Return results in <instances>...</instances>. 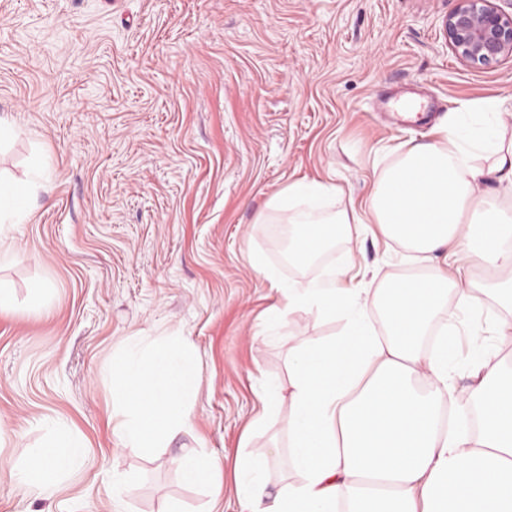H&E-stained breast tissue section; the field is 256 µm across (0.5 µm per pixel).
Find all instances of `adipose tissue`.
Returning <instances> with one entry per match:
<instances>
[{
	"label": "adipose tissue",
	"mask_w": 512,
	"mask_h": 512,
	"mask_svg": "<svg viewBox=\"0 0 512 512\" xmlns=\"http://www.w3.org/2000/svg\"><path fill=\"white\" fill-rule=\"evenodd\" d=\"M502 105H461L432 129L430 141L402 144L399 164L375 173L366 210L325 212L337 189L316 180L293 182L278 197L294 262L375 224L435 269L384 288H342L347 270L338 267L283 288L269 320L315 310L341 315L345 331L326 343L294 346L288 396L276 387L261 394L252 428L288 404V445L251 448L238 458L240 512H512V364L476 351L472 382L460 392L448 371L456 308H482L493 293L512 310V203L498 206L478 190L477 161L487 157L512 199V139L502 133ZM457 253L495 270L499 280L449 275ZM111 378L113 429L125 447H158L188 424L197 388L188 341L157 350L132 338L113 361ZM472 403L481 406L477 432L443 425L442 406L463 412ZM77 446L69 437L51 439L47 452L21 468L20 492H50L77 461ZM280 460L298 479L273 491L268 474Z\"/></svg>",
	"instance_id": "adipose-tissue-1"
}]
</instances>
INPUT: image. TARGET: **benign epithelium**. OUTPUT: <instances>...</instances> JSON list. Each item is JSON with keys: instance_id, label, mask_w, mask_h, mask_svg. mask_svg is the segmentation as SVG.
I'll return each instance as SVG.
<instances>
[{"instance_id": "1", "label": "benign epithelium", "mask_w": 512, "mask_h": 512, "mask_svg": "<svg viewBox=\"0 0 512 512\" xmlns=\"http://www.w3.org/2000/svg\"><path fill=\"white\" fill-rule=\"evenodd\" d=\"M442 28L448 47L473 67L488 68L512 57V11L494 0H457Z\"/></svg>"}]
</instances>
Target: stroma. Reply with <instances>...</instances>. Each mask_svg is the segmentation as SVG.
<instances>
[{"mask_svg": "<svg viewBox=\"0 0 512 512\" xmlns=\"http://www.w3.org/2000/svg\"><path fill=\"white\" fill-rule=\"evenodd\" d=\"M456 0H0V178L24 188L21 224L0 223V512H207L177 468L192 448L223 465L220 512H238L243 444L286 447L287 408L251 432L258 391L288 382V352L327 342L342 318L296 311L263 324L282 283L348 266L378 288L421 275L377 225L284 262L272 200L319 179L336 211L432 122L375 106L425 86L437 118L512 96V58L474 68L449 48ZM265 214L266 223L256 221ZM187 337L198 370L191 423L165 447L112 431V361L132 337ZM79 459L46 497L15 466L49 431ZM134 485L112 493L114 480Z\"/></svg>", "mask_w": 512, "mask_h": 512, "instance_id": "obj_1", "label": "stroma"}]
</instances>
